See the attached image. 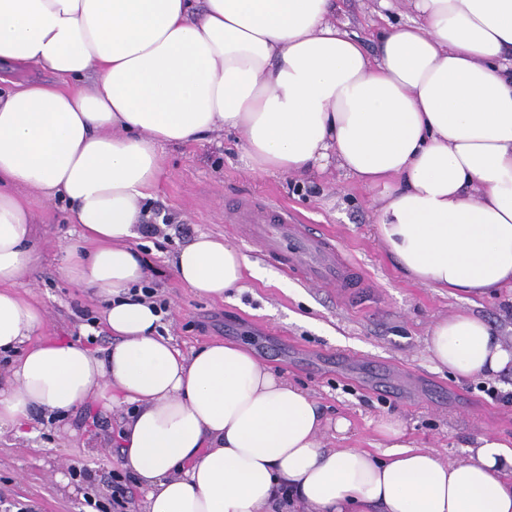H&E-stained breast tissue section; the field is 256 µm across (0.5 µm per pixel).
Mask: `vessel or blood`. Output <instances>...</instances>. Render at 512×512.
Instances as JSON below:
<instances>
[{"label":"vessel or blood","mask_w":512,"mask_h":512,"mask_svg":"<svg viewBox=\"0 0 512 512\" xmlns=\"http://www.w3.org/2000/svg\"><path fill=\"white\" fill-rule=\"evenodd\" d=\"M224 218L239 225L266 258L306 284L335 289L347 301L369 285L364 271L346 259L331 236L301 223L285 206L243 197L225 208Z\"/></svg>","instance_id":"vessel-or-blood-1"}]
</instances>
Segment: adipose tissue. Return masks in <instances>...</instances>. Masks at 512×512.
<instances>
[{
	"label": "adipose tissue",
	"mask_w": 512,
	"mask_h": 512,
	"mask_svg": "<svg viewBox=\"0 0 512 512\" xmlns=\"http://www.w3.org/2000/svg\"><path fill=\"white\" fill-rule=\"evenodd\" d=\"M406 2L413 19L371 58L333 0H0V435L99 403L144 512H512V440L482 433L443 460L385 417L382 456L321 447L345 418L246 344L183 353L136 293L163 148L224 131L250 170L334 165L370 190L402 274L469 303L428 327L430 362L459 380L512 373V345L470 309L494 294L512 307V0ZM29 67L52 82L13 79ZM35 197L65 201L79 227L60 270L101 303L106 353L45 334ZM173 268L214 300L255 271L207 233Z\"/></svg>",
	"instance_id": "ef3b65f1"
}]
</instances>
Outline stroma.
Instances as JSON below:
<instances>
[{"label":"stroma","mask_w":512,"mask_h":512,"mask_svg":"<svg viewBox=\"0 0 512 512\" xmlns=\"http://www.w3.org/2000/svg\"><path fill=\"white\" fill-rule=\"evenodd\" d=\"M378 12V0H336L337 20L371 55L385 24L406 19L400 9L385 22ZM163 160L164 174L145 203L161 230L139 243L169 305L164 326L182 351L220 341L249 344L275 374L316 398L327 417L348 420L347 432L324 437L328 448L376 450L372 422L390 414L403 419L405 441L446 460L465 458L480 432L512 438L511 377L495 385L458 382L429 362L424 339L430 323L466 303L398 270L373 234L369 190L332 166L309 181L250 171L234 134L164 147ZM244 195L285 205L303 223L334 235L371 288L343 302L331 289L302 284L272 265L224 221L225 202ZM34 209L38 219L28 246L39 261L31 294L48 314L50 335L74 338L87 318L100 315L91 294L59 271V250L77 239V228L66 223L63 202ZM202 232L224 237L258 264V276L221 301L196 296L174 275L175 255ZM117 431V419L92 403L37 416L31 436H0V512H90L87 496L108 501L109 474L120 468ZM81 467L89 478L75 476Z\"/></svg>","instance_id":"1"}]
</instances>
